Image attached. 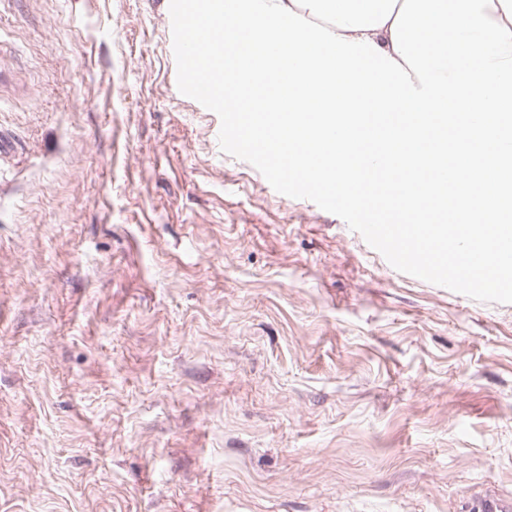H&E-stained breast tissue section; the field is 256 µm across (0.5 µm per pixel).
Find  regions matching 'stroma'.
<instances>
[{"label": "stroma", "mask_w": 512, "mask_h": 512, "mask_svg": "<svg viewBox=\"0 0 512 512\" xmlns=\"http://www.w3.org/2000/svg\"><path fill=\"white\" fill-rule=\"evenodd\" d=\"M169 0H0V512L512 497V304L224 153Z\"/></svg>", "instance_id": "35a3bbf8"}]
</instances>
